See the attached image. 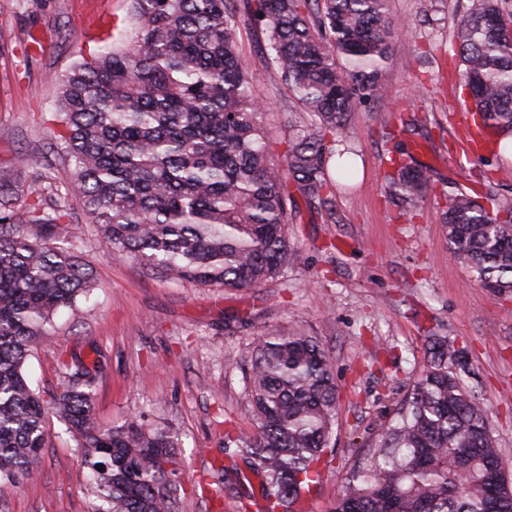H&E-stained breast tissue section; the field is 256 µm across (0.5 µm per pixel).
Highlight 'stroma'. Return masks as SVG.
I'll list each match as a JSON object with an SVG mask.
<instances>
[{
    "instance_id": "obj_1",
    "label": "stroma",
    "mask_w": 512,
    "mask_h": 512,
    "mask_svg": "<svg viewBox=\"0 0 512 512\" xmlns=\"http://www.w3.org/2000/svg\"><path fill=\"white\" fill-rule=\"evenodd\" d=\"M100 8L104 23L79 27L78 15ZM388 10L410 22L412 33L393 45L385 99L351 116L358 180L337 189L335 223L301 208L288 236L304 262L283 277L249 291L175 283L138 261L116 259L79 202L69 203L71 234L93 289L77 309L54 316L27 377L36 391L51 390L59 354H76L99 366L94 414L101 425L138 414L175 430L185 465L181 512H224L193 484L223 461L226 428L255 433L246 375L257 338L271 329L317 337L335 360V447L310 512H332L346 478L370 457L424 370L435 336L462 348L465 384L512 460V298L482 288L436 217L452 179L473 188L484 174L512 199V158L493 146L467 147L465 97L450 50L462 0H388ZM129 12V0H0V177L15 185L20 202L48 182L65 189L53 81L81 56L102 51L106 39H118ZM238 38L268 106L265 122L284 121L288 102L266 64L263 35L243 28ZM418 76L426 95L414 91ZM412 111L425 113L427 126L403 140L425 146L420 161L438 179L408 223L385 201L381 183L393 116ZM230 315L242 320L232 335L224 330ZM98 505L75 439L54 418L37 475L0 495V512H96Z\"/></svg>"
}]
</instances>
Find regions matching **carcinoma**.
Here are the masks:
<instances>
[{"label": "carcinoma", "instance_id": "cac0c4a2", "mask_svg": "<svg viewBox=\"0 0 512 512\" xmlns=\"http://www.w3.org/2000/svg\"><path fill=\"white\" fill-rule=\"evenodd\" d=\"M388 0H131L125 40L54 81L67 193L100 225L115 256L178 282L260 288L303 261L288 238L297 199L336 223V178L355 168L336 149L350 112L386 92L396 38ZM260 31L267 64L296 101L278 141L242 61L240 28ZM453 50L466 108L486 141L512 137V0H465ZM400 132L425 126L414 112ZM433 171L399 143L382 189L403 214L421 206ZM63 205L17 204L0 180V494L34 478L54 415L78 438L99 512H179L178 437L137 416L112 428L94 416L98 370L58 358L47 395L25 373L55 311L91 291ZM454 253L495 295L512 293V200L492 185L448 183L438 214ZM35 229L30 236L20 227ZM430 359L370 460L354 469L333 512H512V478L487 410L462 381L463 353L434 338ZM254 435L226 436L224 458L261 479V501L233 512H301L334 447L335 363L312 336L258 338L247 376ZM229 466V467H231ZM229 467L208 492L226 498Z\"/></svg>", "mask_w": 512, "mask_h": 512}]
</instances>
